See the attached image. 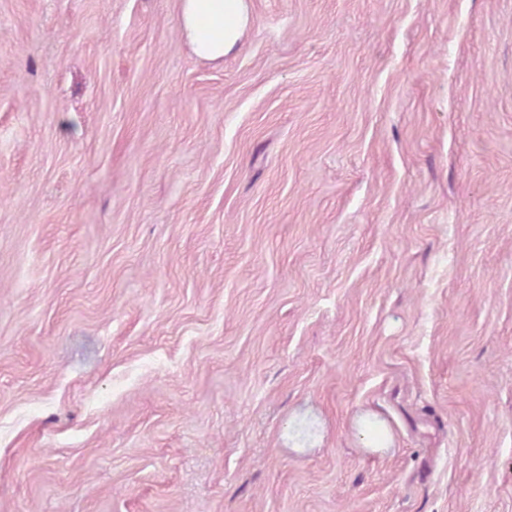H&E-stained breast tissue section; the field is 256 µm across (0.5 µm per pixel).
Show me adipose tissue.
Listing matches in <instances>:
<instances>
[{"label":"adipose tissue","instance_id":"1","mask_svg":"<svg viewBox=\"0 0 512 512\" xmlns=\"http://www.w3.org/2000/svg\"><path fill=\"white\" fill-rule=\"evenodd\" d=\"M175 23L197 57L220 61L249 26L248 0H176Z\"/></svg>","mask_w":512,"mask_h":512}]
</instances>
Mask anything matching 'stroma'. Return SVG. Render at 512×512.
Returning <instances> with one entry per match:
<instances>
[{
    "label": "stroma",
    "instance_id": "35a3bbf8",
    "mask_svg": "<svg viewBox=\"0 0 512 512\" xmlns=\"http://www.w3.org/2000/svg\"><path fill=\"white\" fill-rule=\"evenodd\" d=\"M0 0V512H512V0ZM175 23L197 57L223 61L249 26L248 0H176Z\"/></svg>",
    "mask_w": 512,
    "mask_h": 512
}]
</instances>
